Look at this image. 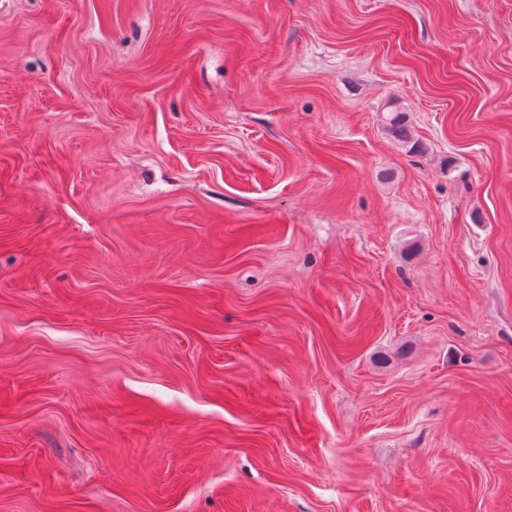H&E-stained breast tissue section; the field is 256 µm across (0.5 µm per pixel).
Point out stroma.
<instances>
[{"label":"stroma","mask_w":512,"mask_h":512,"mask_svg":"<svg viewBox=\"0 0 512 512\" xmlns=\"http://www.w3.org/2000/svg\"><path fill=\"white\" fill-rule=\"evenodd\" d=\"M0 512H512V0H0ZM386 129L390 136L403 146H409L408 152H417L421 150V144L414 140L406 120V113L391 112L386 117Z\"/></svg>","instance_id":"obj_1"}]
</instances>
